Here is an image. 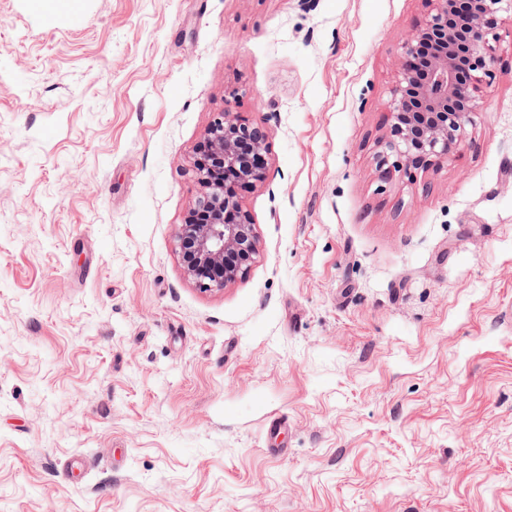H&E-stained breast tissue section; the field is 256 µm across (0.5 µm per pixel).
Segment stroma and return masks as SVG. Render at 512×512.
<instances>
[{
	"mask_svg": "<svg viewBox=\"0 0 512 512\" xmlns=\"http://www.w3.org/2000/svg\"><path fill=\"white\" fill-rule=\"evenodd\" d=\"M429 11L0 0V512H512V16L459 158L385 182ZM226 110L268 134L259 255L203 292Z\"/></svg>",
	"mask_w": 512,
	"mask_h": 512,
	"instance_id": "stroma-1",
	"label": "stroma"
}]
</instances>
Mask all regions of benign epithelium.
<instances>
[{
	"instance_id": "7a95c632",
	"label": "benign epithelium",
	"mask_w": 512,
	"mask_h": 512,
	"mask_svg": "<svg viewBox=\"0 0 512 512\" xmlns=\"http://www.w3.org/2000/svg\"><path fill=\"white\" fill-rule=\"evenodd\" d=\"M423 25L400 43L397 80L387 103L390 135L378 144L373 160L382 178L439 166L457 156L467 127L479 107L478 87L494 78L490 39L498 14L512 13V0H428ZM267 133L226 111L207 131L210 158L196 155L191 168L202 188L190 213L209 215L204 224L192 220L176 234L187 278L202 292L221 290L245 274L258 255L256 225L238 200V183H261L266 176Z\"/></svg>"
}]
</instances>
